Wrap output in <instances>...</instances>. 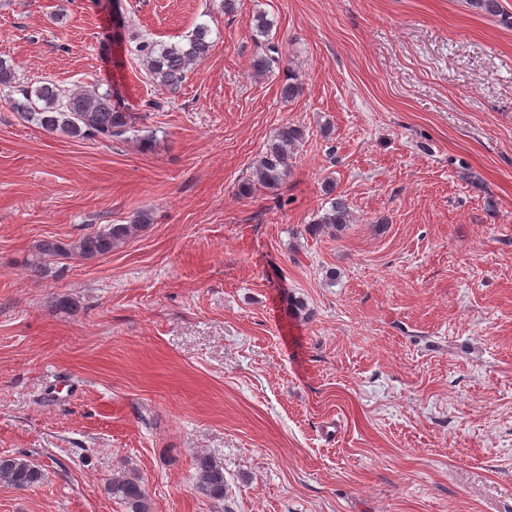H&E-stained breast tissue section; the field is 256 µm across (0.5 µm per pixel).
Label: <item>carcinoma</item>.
I'll list each match as a JSON object with an SVG mask.
<instances>
[{"mask_svg":"<svg viewBox=\"0 0 512 512\" xmlns=\"http://www.w3.org/2000/svg\"><path fill=\"white\" fill-rule=\"evenodd\" d=\"M470 2L474 7L500 17L502 24L512 26V14L503 10L498 0ZM209 34V27L199 24L186 44L166 45L158 50L144 44L143 64L151 80L160 87L177 89L188 69L208 56L211 50ZM280 60L278 46L269 42L253 59V68L258 73H265L280 64ZM20 92L22 99L14 102L16 111L52 134L110 141L123 137L131 128L129 114L112 107L111 94L107 91H72L47 80L34 88L24 87ZM304 138L305 131L301 127L282 125L253 162L252 179L243 189L249 190L255 183L266 189H277L288 175L293 150ZM349 212L347 199L338 195L331 200L330 208L315 220V226L339 231L349 222ZM149 221L148 212L143 211L136 224H108L69 242L42 240L35 246L30 267L40 271L47 259L57 256L87 260L110 254ZM195 470L194 491L208 499H224V467L211 456L199 453L195 457ZM42 478V469L32 461L0 457V484L25 490L40 483ZM108 491L123 502L128 512H150L147 491L140 477L118 475L109 482Z\"/></svg>","mask_w":512,"mask_h":512,"instance_id":"obj_1","label":"carcinoma"}]
</instances>
